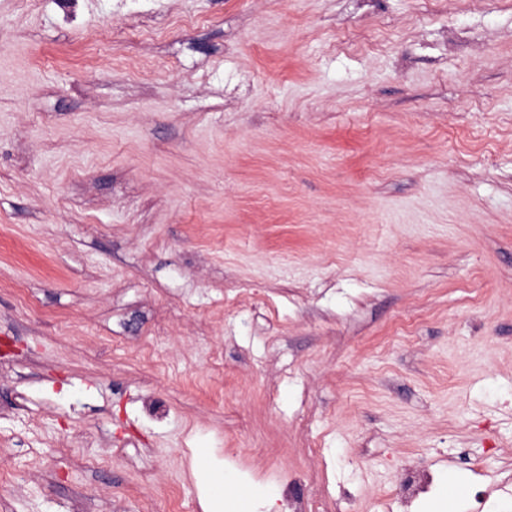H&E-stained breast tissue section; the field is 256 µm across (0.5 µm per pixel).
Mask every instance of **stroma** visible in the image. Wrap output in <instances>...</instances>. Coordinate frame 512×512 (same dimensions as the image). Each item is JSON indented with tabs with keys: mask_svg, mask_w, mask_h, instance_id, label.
I'll use <instances>...</instances> for the list:
<instances>
[{
	"mask_svg": "<svg viewBox=\"0 0 512 512\" xmlns=\"http://www.w3.org/2000/svg\"><path fill=\"white\" fill-rule=\"evenodd\" d=\"M197 448L512 512V0H0V512Z\"/></svg>",
	"mask_w": 512,
	"mask_h": 512,
	"instance_id": "35a3bbf8",
	"label": "stroma"
}]
</instances>
